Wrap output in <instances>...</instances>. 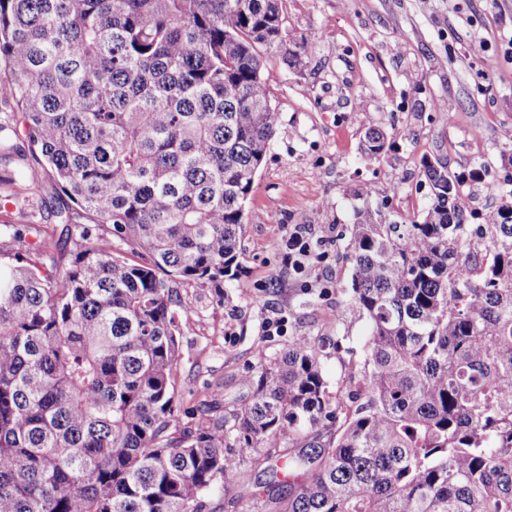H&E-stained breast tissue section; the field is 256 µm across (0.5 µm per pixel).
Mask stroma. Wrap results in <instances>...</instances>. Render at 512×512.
Segmentation results:
<instances>
[{
    "mask_svg": "<svg viewBox=\"0 0 512 512\" xmlns=\"http://www.w3.org/2000/svg\"><path fill=\"white\" fill-rule=\"evenodd\" d=\"M283 14L299 57L289 65L270 54L264 70L282 121L246 204L240 267L219 288L174 283L193 310L179 337L176 394L217 417L294 336L325 341L329 386L362 370L370 328L347 306L345 258L359 212L377 224L422 220L427 159L468 175L478 218L506 201L512 179V0H283ZM371 127L391 144L376 159L362 149ZM32 162L24 136L0 149V224L41 225L53 242L44 262L62 269L78 232L62 222L54 183L30 191L3 182ZM290 224L308 225L314 245L301 269L277 248ZM280 317L285 326L269 333Z\"/></svg>",
    "mask_w": 512,
    "mask_h": 512,
    "instance_id": "1",
    "label": "stroma"
}]
</instances>
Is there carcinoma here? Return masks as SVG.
<instances>
[{"label": "carcinoma", "instance_id": "obj_1", "mask_svg": "<svg viewBox=\"0 0 512 512\" xmlns=\"http://www.w3.org/2000/svg\"><path fill=\"white\" fill-rule=\"evenodd\" d=\"M263 48L297 59L282 0H0V134L25 130L19 179L88 220L56 273L39 226H0V512H204L257 468L250 512H512V205L469 223L441 161L423 222L349 225L370 326L352 389L331 395L325 344L294 336L223 417L181 408L171 283L240 265L281 125ZM387 147L366 130L367 155Z\"/></svg>", "mask_w": 512, "mask_h": 512}]
</instances>
